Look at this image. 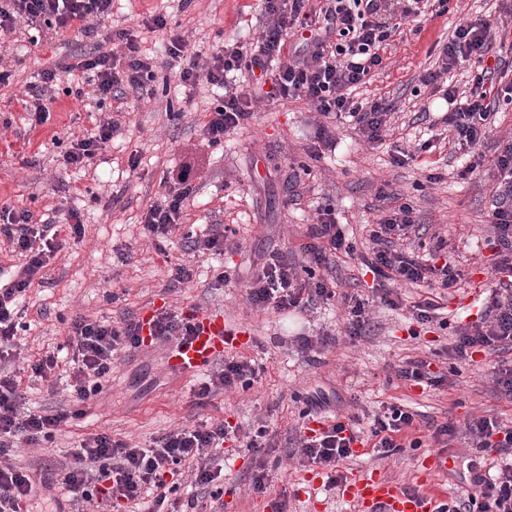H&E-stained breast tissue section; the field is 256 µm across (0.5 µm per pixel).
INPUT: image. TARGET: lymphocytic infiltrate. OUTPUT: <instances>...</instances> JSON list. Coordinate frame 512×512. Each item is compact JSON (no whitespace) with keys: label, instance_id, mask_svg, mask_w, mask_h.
Masks as SVG:
<instances>
[{"label":"lymphocytic infiltrate","instance_id":"1","mask_svg":"<svg viewBox=\"0 0 512 512\" xmlns=\"http://www.w3.org/2000/svg\"><path fill=\"white\" fill-rule=\"evenodd\" d=\"M11 10L0 9V33L11 32L17 21L29 26L70 30L94 38L88 52L76 64L91 85L97 102L113 100L124 103L129 94H140L156 79L155 66L163 64L167 78L184 90L182 107L167 105L170 121L181 120L185 106L191 105L199 82L220 88L218 96L201 118V130L208 145L221 144L244 127L253 116L259 99L302 101L320 116L316 144L306 150L309 159L320 160L332 147L329 120L353 123L368 144L382 143L392 128L395 107L385 99H359L355 92L384 63L386 42L397 32L398 20L439 17L447 13L449 0H260L265 19L257 39L250 45L224 44L211 58H202L178 30L168 27L165 15L146 19L145 27L168 30L162 62L142 55L134 28L101 33L99 25L112 13V0H11ZM337 33L336 43H328L330 33ZM111 41L104 50L99 36ZM496 29L488 21L460 18L439 58V70L426 72L421 82L441 85L442 98L448 105L443 121L448 136L459 149L481 146L496 125L502 97H512V63L493 50ZM477 67L465 85L443 84L444 75L469 61ZM259 71L269 89L264 94L247 92L233 83V73ZM59 68H47L39 83L29 85L28 101L23 108L32 125L45 124L58 94H72L61 86ZM121 131L119 119L99 121L93 132L71 140L62 153V165L82 170L93 164L115 135ZM486 169L494 184L488 213L487 245L495 250L494 274L512 278V140L502 146L491 168H484L476 154L466 166V173ZM195 173L188 168L169 170L160 180L165 191L142 213V232L155 243L170 241L179 231L186 203L195 194ZM414 205L404 200L400 205L382 210L367 230L371 247L361 264L373 276L372 291L380 304L400 307L398 284L427 286L430 295L409 307L412 321L433 323L449 289L455 288L463 274L455 258L447 255L444 238H437L432 253L416 250L410 240L415 227ZM81 238L84 216L69 210L65 225L49 219H35L32 211L0 204V240L8 242L18 258L16 265L0 268V512H22L23 505L44 496L50 484L34 478L24 468L13 465L15 449L37 447L51 442L60 428L84 414L85 406L102 389V381L112 372L118 354L142 347L140 324L135 320L112 323L82 314L73 315L68 324L65 349L70 350L72 368V405L52 414L21 412L24 400L21 381L6 365L13 357L17 338L25 326L18 304L34 280L48 266L62 242L61 233ZM301 260L286 253H271L253 276L247 294L249 306L257 312L278 314L303 312L315 302L340 301L347 316L344 331L356 338L365 335L371 318L366 299L339 292L334 280L325 278L333 256L354 250L332 208L318 209L315 220L305 232ZM191 316L181 309L162 306L152 317L151 334L156 339L180 343L193 335ZM512 347V288L492 290L480 320L460 325L448 349L450 359L472 360L474 353ZM264 366L244 355L224 357L222 366L198 380L191 391L197 406H206L220 390L236 391L252 387ZM429 430L431 440L439 445L461 439L471 448H493L512 455V425L497 417H472L464 427L446 421L423 427L416 413L395 405L377 412L368 428H360L358 418H326L322 428L301 435L298 451L303 463L327 471L329 487L343 480L337 468L353 457L354 444L372 446L379 457H389L407 448L422 445L420 433ZM240 440L253 457H260L270 445L269 429L257 422L241 430L221 421H202L180 427L154 438L151 446L141 447L100 432L82 440L73 453V463L62 478L64 490L73 501L89 504L92 512H110L122 503L138 512L144 500H151L149 512H164L176 491L168 478L179 467H187L194 486L201 495L174 502V512H207V504L224 496V442ZM477 491L450 501V512H512V464L501 466L492 477L479 479Z\"/></svg>","mask_w":512,"mask_h":512}]
</instances>
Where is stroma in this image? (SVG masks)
Segmentation results:
<instances>
[{"label": "stroma", "instance_id": "35a3bbf8", "mask_svg": "<svg viewBox=\"0 0 512 512\" xmlns=\"http://www.w3.org/2000/svg\"><path fill=\"white\" fill-rule=\"evenodd\" d=\"M501 7L502 0H462L443 16L402 21L386 49L385 69L363 87L366 97L392 101L399 127L372 149L349 124H336L335 150L326 151L311 175L296 182L291 179L293 168L305 160V149L317 133L304 102L263 103L245 129L223 145L210 147L199 123L212 101L209 88L199 86L192 112L173 123L165 112L168 96L159 80L153 84V96L126 99L121 135L88 170L59 177L61 149L53 145V138L86 135L110 112L96 109L93 100L62 94L46 124L30 127L20 102L27 86L38 82L43 69L77 62L90 44L73 33L47 29L33 46L26 24H18L15 36L20 49L0 60L13 71L10 83L0 87V202L59 218L74 207L86 217L83 238H66L43 280L33 284L23 301L28 329L20 340L23 357L14 370L22 379L27 407L52 411L68 406L66 373L58 369L46 380L30 381L26 358L62 344L67 321L77 313L112 321L134 319L156 303L187 313L218 311L227 322L251 329L252 342L245 353L262 357L265 365L249 390L216 392L206 407L199 408L190 391L195 376L166 368L167 344L120 353L109 381L87 405L85 417L69 422L45 447L16 450V465L39 472L54 484L52 498L32 503L31 512H83V504L71 502L58 481L72 460V448L89 434L107 431L146 448L154 437L183 425L222 419L244 427L259 417L272 434V446L264 457L266 487L252 490L250 453L239 443L225 442L224 470L235 490L215 503L213 512H274L283 494L288 497V512H355L340 489L327 487L324 470L305 466L299 459L294 441L302 421L291 400L296 391L326 397L330 415L364 419L382 406L397 404L428 421L450 417L462 424L487 412L512 424V402L495 396L490 379L494 366L512 360V350L475 354L470 365L450 363L446 355L454 326L478 321L486 296L496 285L487 271L491 251L484 245L493 184L481 173L460 178L469 159L443 140L444 107L420 82L459 17L493 22ZM158 13L179 24L206 59L225 42L249 43L262 27L258 0H192L187 7L181 0H114L112 25L139 26L143 54L156 58L164 35L141 22ZM423 107L430 109V120H417ZM433 136L438 139L436 149L419 151V141ZM134 151L141 163L133 170L128 156ZM401 151L411 153V160L393 165V156ZM185 160L194 161L200 170L198 188L186 207V224H227L237 230L236 247L220 258L233 271L222 285L215 283L207 256L194 259L192 282L172 281L171 268L184 254L181 237L161 250L141 234L140 215L162 193L163 173ZM432 168L442 175L434 184L426 180ZM385 181L394 192L413 199V220L423 243L438 234L456 249L464 281L461 290L448 298L449 328L422 326L413 337L408 333L407 309L376 304L370 331L352 339L344 334L342 310L331 305L320 304L287 319L251 310L247 288L253 273L274 251L301 259L306 226L322 205L332 207L337 221L353 231L357 250L355 256L337 259L330 277L345 291L370 297L372 279L360 274L359 255L368 247L361 227L374 222L375 194ZM109 292L118 293V301L107 302ZM321 329L334 334L332 344L307 353L297 349L296 334L313 335ZM417 357L431 360L435 369L452 366L456 372L436 388L422 389L394 379L398 364ZM437 450L432 444L381 458L367 447L362 456L342 462L339 471L349 478L374 471L404 488L443 489L453 498L473 493L475 465L491 467L500 461L495 450L459 442L454 472L425 474L421 463Z\"/></svg>", "mask_w": 512, "mask_h": 512}]
</instances>
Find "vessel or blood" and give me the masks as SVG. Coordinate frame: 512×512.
<instances>
[{"mask_svg":"<svg viewBox=\"0 0 512 512\" xmlns=\"http://www.w3.org/2000/svg\"><path fill=\"white\" fill-rule=\"evenodd\" d=\"M194 320V335L174 346L166 356V366L171 371L200 372L222 358L228 349L251 341L249 330L228 325L220 313H199ZM344 493L363 505L367 512H438L440 505L437 496L405 490L374 472L352 478L345 484Z\"/></svg>","mask_w":512,"mask_h":512,"instance_id":"1","label":"vessel or blood"}]
</instances>
